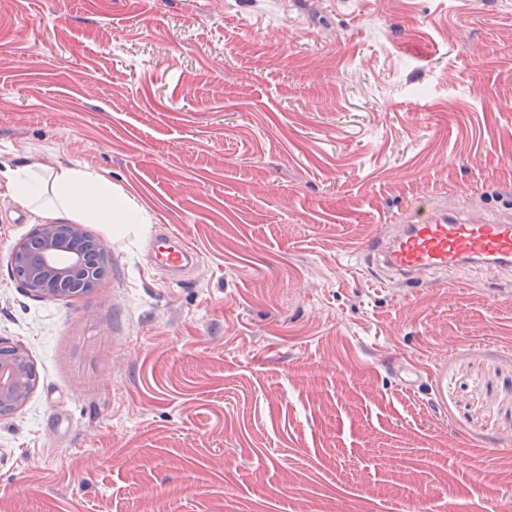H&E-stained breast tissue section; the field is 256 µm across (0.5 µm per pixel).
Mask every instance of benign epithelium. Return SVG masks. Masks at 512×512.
<instances>
[{
  "instance_id": "obj_1",
  "label": "benign epithelium",
  "mask_w": 512,
  "mask_h": 512,
  "mask_svg": "<svg viewBox=\"0 0 512 512\" xmlns=\"http://www.w3.org/2000/svg\"><path fill=\"white\" fill-rule=\"evenodd\" d=\"M36 248L17 244L10 257L13 276L37 298H71L69 286L94 293L108 276L112 257L102 241L80 224H38ZM36 386L33 363L21 345L0 357V415L20 410Z\"/></svg>"
}]
</instances>
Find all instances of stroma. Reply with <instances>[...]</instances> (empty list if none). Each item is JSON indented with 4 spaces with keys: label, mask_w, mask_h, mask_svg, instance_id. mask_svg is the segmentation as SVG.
Returning <instances> with one entry per match:
<instances>
[{
    "label": "stroma",
    "mask_w": 512,
    "mask_h": 512,
    "mask_svg": "<svg viewBox=\"0 0 512 512\" xmlns=\"http://www.w3.org/2000/svg\"><path fill=\"white\" fill-rule=\"evenodd\" d=\"M104 173L145 224L73 299L9 258L0 512H512V269L404 288L365 249L408 203L512 200V0H0V167ZM167 224L196 248L152 269ZM435 369L409 391L390 369ZM11 352L0 357V415L20 410L36 386L33 363L21 345L9 347Z\"/></svg>",
    "instance_id": "obj_1"
}]
</instances>
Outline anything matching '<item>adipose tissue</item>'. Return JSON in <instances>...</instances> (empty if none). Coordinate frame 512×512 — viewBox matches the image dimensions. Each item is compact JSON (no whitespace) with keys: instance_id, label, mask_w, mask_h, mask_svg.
Here are the masks:
<instances>
[{"instance_id":"adipose-tissue-1","label":"adipose tissue","mask_w":512,"mask_h":512,"mask_svg":"<svg viewBox=\"0 0 512 512\" xmlns=\"http://www.w3.org/2000/svg\"><path fill=\"white\" fill-rule=\"evenodd\" d=\"M12 199L43 217L104 224H140V209L103 174L81 167L50 168L28 160L0 171Z\"/></svg>"}]
</instances>
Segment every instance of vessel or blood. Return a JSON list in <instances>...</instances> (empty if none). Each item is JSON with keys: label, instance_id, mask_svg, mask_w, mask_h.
Masks as SVG:
<instances>
[{"label": "vessel or blood", "instance_id": "obj_1", "mask_svg": "<svg viewBox=\"0 0 512 512\" xmlns=\"http://www.w3.org/2000/svg\"><path fill=\"white\" fill-rule=\"evenodd\" d=\"M155 266L184 270L194 265L197 253L169 226L158 225L148 241ZM371 261L403 285L417 288L429 273L464 266L512 267V211L495 219L483 214L456 217L440 209L406 208L397 231L377 236L370 245ZM395 380L415 389L432 381L434 374L412 363L393 368Z\"/></svg>", "mask_w": 512, "mask_h": 512}]
</instances>
